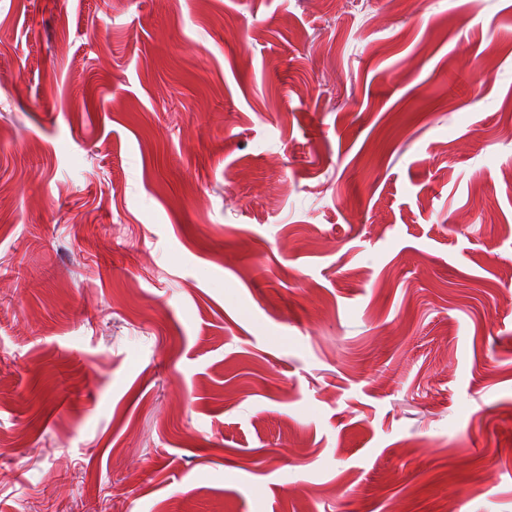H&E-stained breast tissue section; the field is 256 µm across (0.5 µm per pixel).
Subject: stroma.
<instances>
[{
    "label": "stroma",
    "mask_w": 512,
    "mask_h": 512,
    "mask_svg": "<svg viewBox=\"0 0 512 512\" xmlns=\"http://www.w3.org/2000/svg\"><path fill=\"white\" fill-rule=\"evenodd\" d=\"M0 512H512V0H0Z\"/></svg>",
    "instance_id": "35a3bbf8"
}]
</instances>
